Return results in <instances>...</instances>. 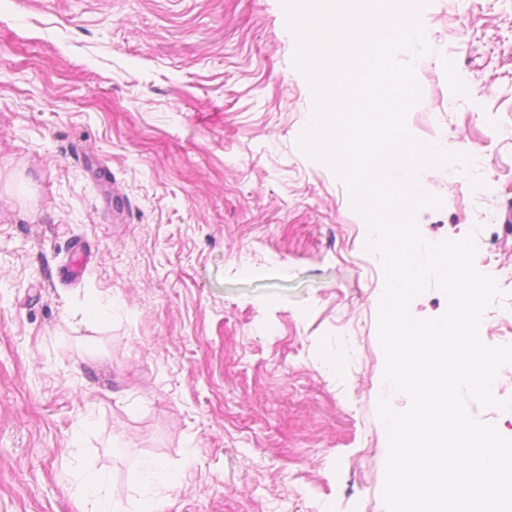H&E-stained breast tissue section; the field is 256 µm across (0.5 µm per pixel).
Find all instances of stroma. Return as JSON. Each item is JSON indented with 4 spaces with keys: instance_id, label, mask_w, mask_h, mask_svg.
I'll list each match as a JSON object with an SVG mask.
<instances>
[{
    "instance_id": "stroma-1",
    "label": "stroma",
    "mask_w": 512,
    "mask_h": 512,
    "mask_svg": "<svg viewBox=\"0 0 512 512\" xmlns=\"http://www.w3.org/2000/svg\"><path fill=\"white\" fill-rule=\"evenodd\" d=\"M421 23L407 128L484 185L422 169L417 225L474 235L512 344V0ZM294 48L281 0H0V512H90L89 473L113 512H385L384 275Z\"/></svg>"
}]
</instances>
